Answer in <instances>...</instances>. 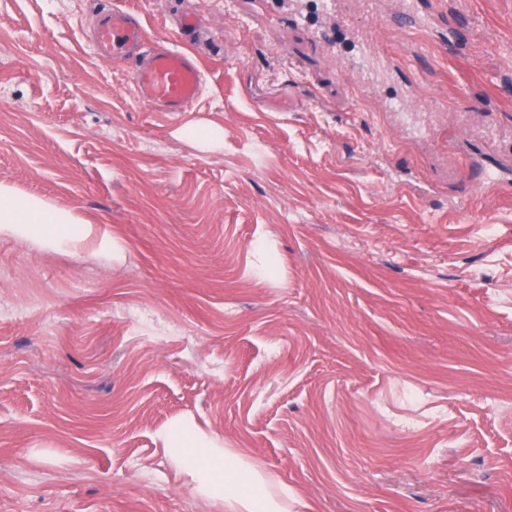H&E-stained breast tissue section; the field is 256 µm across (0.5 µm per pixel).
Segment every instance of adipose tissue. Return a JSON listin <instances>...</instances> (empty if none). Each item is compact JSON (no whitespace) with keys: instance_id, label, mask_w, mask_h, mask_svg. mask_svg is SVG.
<instances>
[{"instance_id":"ef3b65f1","label":"adipose tissue","mask_w":512,"mask_h":512,"mask_svg":"<svg viewBox=\"0 0 512 512\" xmlns=\"http://www.w3.org/2000/svg\"><path fill=\"white\" fill-rule=\"evenodd\" d=\"M0 229L4 231L29 230L36 236L53 239L75 237L82 227L71 217L50 211L36 199L17 200L0 186ZM207 483L205 494H221L230 499L232 512H286L281 499L268 491L269 474L258 467L227 456L211 459L205 467Z\"/></svg>"}]
</instances>
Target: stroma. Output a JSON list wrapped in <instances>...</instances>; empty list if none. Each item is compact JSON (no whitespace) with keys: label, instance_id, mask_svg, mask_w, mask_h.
I'll list each match as a JSON object with an SVG mask.
<instances>
[{"label":"stroma","instance_id":"stroma-1","mask_svg":"<svg viewBox=\"0 0 512 512\" xmlns=\"http://www.w3.org/2000/svg\"><path fill=\"white\" fill-rule=\"evenodd\" d=\"M309 2L0 0V186L85 227L0 233V512H229L176 429L288 512H512V0H415L366 86ZM116 6L186 111L95 54ZM146 31L136 13L112 8L104 14L96 36V52L126 60L141 56L133 82L138 96L161 112H183L198 99L203 74L193 55L168 46L144 51ZM173 440H175L183 451V463L186 467L195 470L197 463H199L198 455L204 451L205 448H190V447H199L197 446V441L189 436H187L181 430H176L173 432Z\"/></svg>","mask_w":512,"mask_h":512}]
</instances>
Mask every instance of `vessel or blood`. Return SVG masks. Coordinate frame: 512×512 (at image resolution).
<instances>
[{
  "instance_id": "vessel-or-blood-1",
  "label": "vessel or blood",
  "mask_w": 512,
  "mask_h": 512,
  "mask_svg": "<svg viewBox=\"0 0 512 512\" xmlns=\"http://www.w3.org/2000/svg\"><path fill=\"white\" fill-rule=\"evenodd\" d=\"M361 6L373 27L358 32L360 59L373 58L377 69H390L391 62L381 53L377 40L386 16L378 0H362ZM145 43L146 31L136 13L115 8L104 14L97 29V53L115 60L136 58L133 82L139 97L162 112L184 111L203 89V74L195 58L183 48L149 50ZM377 69L367 70V77L375 78Z\"/></svg>"
}]
</instances>
